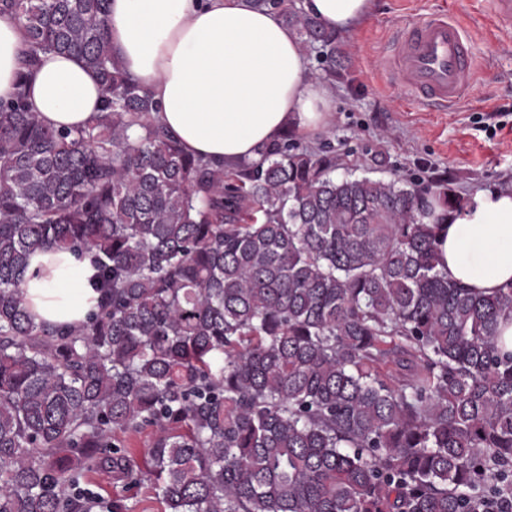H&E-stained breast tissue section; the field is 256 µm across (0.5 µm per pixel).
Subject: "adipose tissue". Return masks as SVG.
Instances as JSON below:
<instances>
[{
  "instance_id": "1",
  "label": "adipose tissue",
  "mask_w": 512,
  "mask_h": 512,
  "mask_svg": "<svg viewBox=\"0 0 512 512\" xmlns=\"http://www.w3.org/2000/svg\"><path fill=\"white\" fill-rule=\"evenodd\" d=\"M326 28L364 22L376 0H303ZM108 40L161 105L159 119L188 153L232 165L258 158L288 125L324 131L333 94L308 80L309 62L275 12L247 0H109ZM23 30L0 17V101L17 90ZM28 101L54 128L84 126L102 87L72 56L46 54L27 83ZM438 268L490 295L512 287V187L487 189L451 213L439 234ZM90 253H33L23 288L36 321L76 327L95 304Z\"/></svg>"
}]
</instances>
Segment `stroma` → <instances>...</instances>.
<instances>
[{
	"label": "stroma",
	"mask_w": 512,
	"mask_h": 512,
	"mask_svg": "<svg viewBox=\"0 0 512 512\" xmlns=\"http://www.w3.org/2000/svg\"><path fill=\"white\" fill-rule=\"evenodd\" d=\"M428 11L448 13L464 29L475 78L445 112L413 104L383 63L398 28ZM491 0H377L362 24L338 31L336 52L308 54L311 81L334 96L329 128L299 134L302 146L336 155L337 175L397 173L445 182L465 197L512 187V32L489 23Z\"/></svg>",
	"instance_id": "stroma-1"
}]
</instances>
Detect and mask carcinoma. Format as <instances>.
Segmentation results:
<instances>
[{
    "label": "carcinoma",
    "mask_w": 512,
    "mask_h": 512,
    "mask_svg": "<svg viewBox=\"0 0 512 512\" xmlns=\"http://www.w3.org/2000/svg\"><path fill=\"white\" fill-rule=\"evenodd\" d=\"M277 12L336 50L302 0ZM25 33L0 101V512H477L512 496V351L492 296L437 269L469 199L393 176H334L295 128L232 166L186 153L107 39L108 0H0ZM93 70L78 128L27 100L40 55ZM93 252L96 310L36 322L40 250ZM151 431L138 451L124 437ZM125 494L130 498L129 503L136 504L133 512H163L161 505L153 498L147 485L132 487Z\"/></svg>",
    "instance_id": "1"
}]
</instances>
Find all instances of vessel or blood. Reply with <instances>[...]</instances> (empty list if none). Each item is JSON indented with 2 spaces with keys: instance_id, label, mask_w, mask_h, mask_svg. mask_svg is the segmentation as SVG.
<instances>
[{
  "instance_id": "1",
  "label": "vessel or blood",
  "mask_w": 512,
  "mask_h": 512,
  "mask_svg": "<svg viewBox=\"0 0 512 512\" xmlns=\"http://www.w3.org/2000/svg\"><path fill=\"white\" fill-rule=\"evenodd\" d=\"M385 64L416 102L429 106L456 104L473 76L465 33L443 12L419 16L397 38Z\"/></svg>"
}]
</instances>
